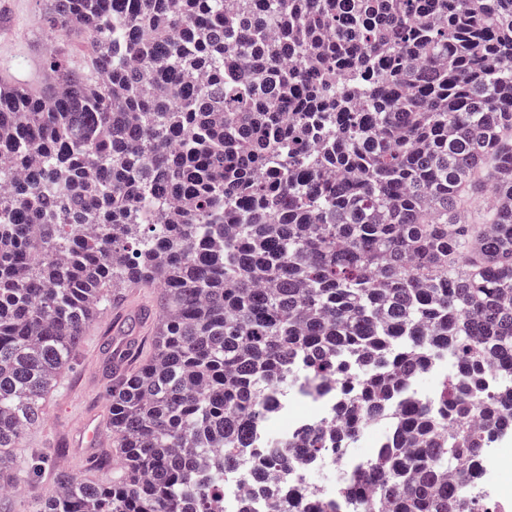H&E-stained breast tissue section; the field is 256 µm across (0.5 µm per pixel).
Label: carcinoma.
<instances>
[{"instance_id":"obj_1","label":"carcinoma","mask_w":512,"mask_h":512,"mask_svg":"<svg viewBox=\"0 0 512 512\" xmlns=\"http://www.w3.org/2000/svg\"><path fill=\"white\" fill-rule=\"evenodd\" d=\"M41 96L0 89V500L35 512H218L288 387L387 441L314 512H481L512 433V0H48ZM489 187L483 224L462 216ZM159 290L151 351L111 376L119 480L16 453L116 286ZM452 359L432 395L408 386ZM495 387L482 385L488 371ZM508 456H512V447L495 445L494 448H487L480 460L476 479L470 484L471 492L492 502L497 512H509L512 509V500L501 496L499 483V464Z\"/></svg>"}]
</instances>
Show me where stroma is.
Listing matches in <instances>:
<instances>
[{"instance_id": "35a3bbf8", "label": "stroma", "mask_w": 512, "mask_h": 512, "mask_svg": "<svg viewBox=\"0 0 512 512\" xmlns=\"http://www.w3.org/2000/svg\"><path fill=\"white\" fill-rule=\"evenodd\" d=\"M46 0H0V74L15 83L36 87L48 76L46 60L50 49L64 53L74 70L84 71L90 65L89 45L52 37L44 24ZM112 338V310H99L87 328L76 352L74 364L67 370L60 386L45 401L42 424L30 429L24 439L25 454H34L56 442L69 444L61 463L73 475H89L105 481L119 476V469L90 472L89 453L72 447V434L81 416L90 410L107 413L106 395L109 376L103 368L105 352Z\"/></svg>"}]
</instances>
